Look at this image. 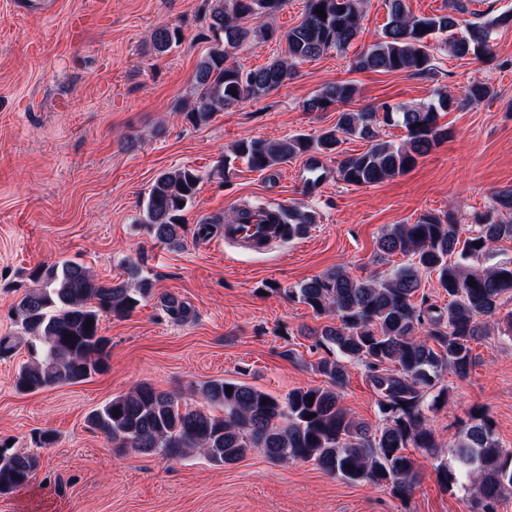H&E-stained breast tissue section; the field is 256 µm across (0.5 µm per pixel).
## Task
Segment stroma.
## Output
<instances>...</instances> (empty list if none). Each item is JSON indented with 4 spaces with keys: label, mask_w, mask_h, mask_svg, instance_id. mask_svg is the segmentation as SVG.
<instances>
[{
    "label": "stroma",
    "mask_w": 512,
    "mask_h": 512,
    "mask_svg": "<svg viewBox=\"0 0 512 512\" xmlns=\"http://www.w3.org/2000/svg\"><path fill=\"white\" fill-rule=\"evenodd\" d=\"M212 0H57L53 15L0 0V336L13 329V308L32 289L30 270L71 259L102 281H121L135 263L152 277L154 293L123 319L102 320L110 340L108 368L85 382L20 393L14 377L29 358L26 346L0 360V439L16 451L38 452L29 484L0 495V512H468L469 494L446 489L436 467L472 410L489 418L496 439L512 450V335L504 325L512 299L502 300L499 325L473 346L467 378L445 372L448 405L429 412L437 450L410 449L419 483L409 500L371 483L350 484L311 462L274 463L259 454L216 466L114 453L88 414L147 383L187 392L205 381L243 382L278 397L297 387L321 386L320 358L304 333L322 325L289 288L334 268L365 277L381 271L377 241L395 224L432 212L473 229L476 215L493 210L495 193L512 189V27L492 34L490 56L460 58L434 51V75L353 69L352 61L378 41L387 0H363L362 28L340 52L300 62L284 87L217 113L204 124L186 117L196 66L213 43ZM305 0H287L258 25L278 33L303 18ZM89 14L79 38L70 18ZM176 27L179 43L156 53L153 34ZM232 48L231 63L250 70L284 56L278 38ZM357 88L347 110L388 103L417 106L447 96L458 108L442 113L448 138L404 175L369 187L344 183L336 165L305 193L309 173L298 158L254 171L231 158L243 137L276 141L305 133L318 137L338 112H309L304 103L324 87ZM487 83L492 98L465 102L472 82ZM189 166L201 177L185 214L188 227L230 218L241 205H305L317 217L310 231L260 251L214 232L186 235L182 248L156 243L139 225L141 202L157 175ZM192 311L172 320L164 299ZM342 402L357 421L380 425L377 396L366 370L348 364ZM56 441L36 448L34 434Z\"/></svg>",
    "instance_id": "35a3bbf8"
}]
</instances>
